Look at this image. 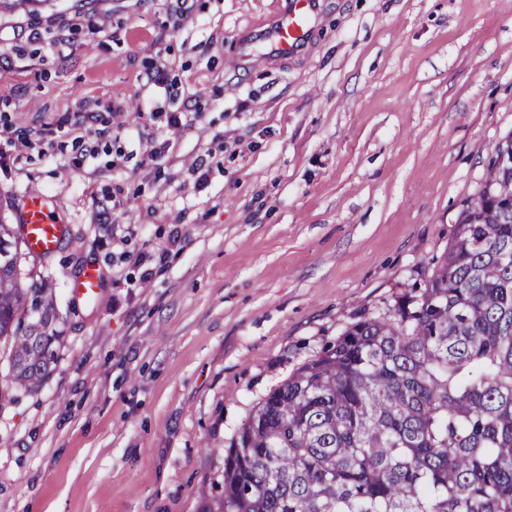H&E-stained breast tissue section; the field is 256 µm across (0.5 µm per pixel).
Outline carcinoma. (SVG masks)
<instances>
[{
	"mask_svg": "<svg viewBox=\"0 0 512 512\" xmlns=\"http://www.w3.org/2000/svg\"><path fill=\"white\" fill-rule=\"evenodd\" d=\"M498 144L426 288L361 317L269 393L201 512H512V163ZM0 222L7 377L33 389L61 336Z\"/></svg>",
	"mask_w": 512,
	"mask_h": 512,
	"instance_id": "carcinoma-1",
	"label": "carcinoma"
}]
</instances>
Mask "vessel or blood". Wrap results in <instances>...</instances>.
<instances>
[{
  "label": "vessel or blood",
  "mask_w": 512,
  "mask_h": 512,
  "mask_svg": "<svg viewBox=\"0 0 512 512\" xmlns=\"http://www.w3.org/2000/svg\"><path fill=\"white\" fill-rule=\"evenodd\" d=\"M317 22L315 0H288L273 30L264 53L271 60L297 52L312 34ZM21 221L25 226L26 244L34 254L45 256L56 251L64 237L65 229L52 217L48 198L44 192L29 190L23 199ZM100 285L97 267H85L73 282L75 295L85 299L95 298Z\"/></svg>",
  "instance_id": "1"
}]
</instances>
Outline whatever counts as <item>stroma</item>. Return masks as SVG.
<instances>
[{"label": "stroma", "mask_w": 512, "mask_h": 512, "mask_svg": "<svg viewBox=\"0 0 512 512\" xmlns=\"http://www.w3.org/2000/svg\"><path fill=\"white\" fill-rule=\"evenodd\" d=\"M285 8L0 14V129L24 141L0 139V219L40 189L68 227L20 263L63 341L40 386L0 401V512H200L261 399L423 286L476 200L512 135V0H319L301 51L257 61ZM83 112L85 156L58 124ZM89 263L100 293L74 298Z\"/></svg>", "instance_id": "1"}]
</instances>
